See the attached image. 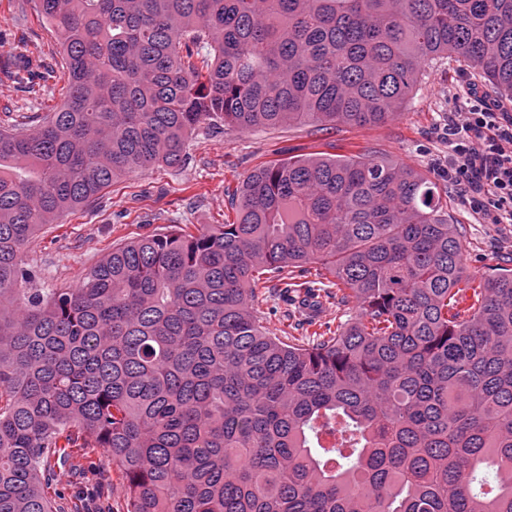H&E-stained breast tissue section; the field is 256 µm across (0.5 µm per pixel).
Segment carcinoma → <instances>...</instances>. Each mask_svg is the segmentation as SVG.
Wrapping results in <instances>:
<instances>
[{
  "instance_id": "1",
  "label": "carcinoma",
  "mask_w": 512,
  "mask_h": 512,
  "mask_svg": "<svg viewBox=\"0 0 512 512\" xmlns=\"http://www.w3.org/2000/svg\"><path fill=\"white\" fill-rule=\"evenodd\" d=\"M67 97L0 129V512L104 448L126 512H512V268L467 274L436 182L383 158L266 162L228 224L112 246L78 288L22 255L202 127L394 119L453 57L512 99V0H35ZM354 304L272 336L255 289ZM495 474L487 486L483 469Z\"/></svg>"
}]
</instances>
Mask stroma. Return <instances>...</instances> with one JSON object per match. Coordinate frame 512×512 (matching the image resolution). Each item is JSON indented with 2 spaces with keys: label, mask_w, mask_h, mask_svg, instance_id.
<instances>
[{
  "label": "stroma",
  "mask_w": 512,
  "mask_h": 512,
  "mask_svg": "<svg viewBox=\"0 0 512 512\" xmlns=\"http://www.w3.org/2000/svg\"><path fill=\"white\" fill-rule=\"evenodd\" d=\"M26 44L35 72L65 70V57L51 28L39 19L31 0H0V54ZM42 80L15 81L0 74V129L35 127L44 117ZM487 92V85L453 59L433 63L421 77L398 118L376 126L317 123L234 128L198 133L182 168L155 167L117 181L108 194L47 225L23 260L38 284L76 288L83 274L112 250L113 244L157 233L172 224H220L244 177L270 160L316 153L366 154L395 159L436 176L447 193L448 211L465 227L464 254L469 274H486L490 265L512 260V225L483 224L446 175L448 115L463 90ZM256 307L275 336L300 337L305 315L283 302L275 283L259 285ZM73 468L50 459L47 474L62 512H126V486L106 451L89 449Z\"/></svg>",
  "instance_id": "1"
}]
</instances>
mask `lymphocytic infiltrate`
Returning a JSON list of instances; mask_svg holds the SVG:
<instances>
[{
  "instance_id": "lymphocytic-infiltrate-1",
  "label": "lymphocytic infiltrate",
  "mask_w": 512,
  "mask_h": 512,
  "mask_svg": "<svg viewBox=\"0 0 512 512\" xmlns=\"http://www.w3.org/2000/svg\"><path fill=\"white\" fill-rule=\"evenodd\" d=\"M449 130V180L482 223L512 224V113L472 91Z\"/></svg>"
}]
</instances>
